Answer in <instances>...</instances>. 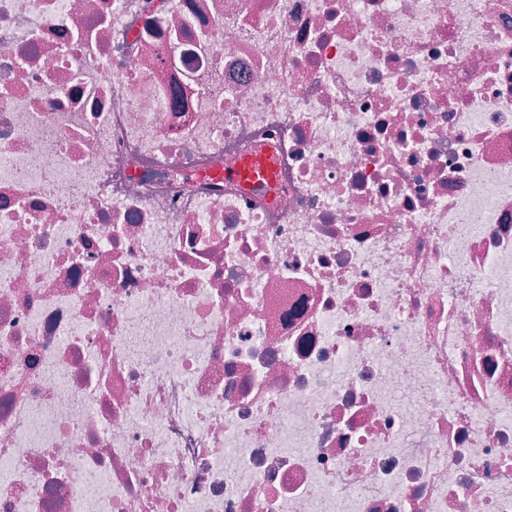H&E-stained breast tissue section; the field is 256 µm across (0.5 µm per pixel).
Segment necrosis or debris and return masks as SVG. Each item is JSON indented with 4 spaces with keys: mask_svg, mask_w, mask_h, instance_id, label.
Wrapping results in <instances>:
<instances>
[{
    "mask_svg": "<svg viewBox=\"0 0 512 512\" xmlns=\"http://www.w3.org/2000/svg\"><path fill=\"white\" fill-rule=\"evenodd\" d=\"M0 512H512V0H0ZM274 171L267 160L249 157L243 161L239 169L228 172L227 177L234 178L244 184L271 180Z\"/></svg>",
    "mask_w": 512,
    "mask_h": 512,
    "instance_id": "1",
    "label": "necrosis or debris"
}]
</instances>
